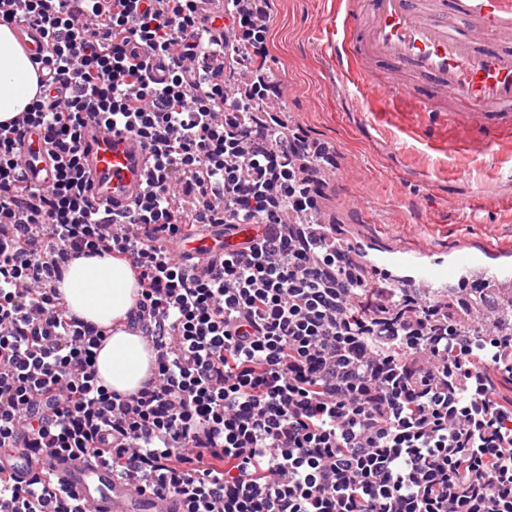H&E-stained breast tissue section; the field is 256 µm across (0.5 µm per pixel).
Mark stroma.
Masks as SVG:
<instances>
[{
	"instance_id": "35a3bbf8",
	"label": "stroma",
	"mask_w": 512,
	"mask_h": 512,
	"mask_svg": "<svg viewBox=\"0 0 512 512\" xmlns=\"http://www.w3.org/2000/svg\"><path fill=\"white\" fill-rule=\"evenodd\" d=\"M348 0H274L265 66L290 128L335 150L320 205L337 240L385 247L512 246V134L467 138L366 92L339 65Z\"/></svg>"
}]
</instances>
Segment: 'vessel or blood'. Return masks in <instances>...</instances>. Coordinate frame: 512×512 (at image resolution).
Masks as SVG:
<instances>
[{"instance_id": "b4317fda", "label": "vessel or blood", "mask_w": 512, "mask_h": 512, "mask_svg": "<svg viewBox=\"0 0 512 512\" xmlns=\"http://www.w3.org/2000/svg\"><path fill=\"white\" fill-rule=\"evenodd\" d=\"M366 20L348 32L347 42L362 64L386 61L393 66L383 91L402 92L411 103L440 125H463L485 133L496 126L512 133V0H366ZM468 104L465 112L439 106L445 96ZM83 170L97 207L120 215L142 193L149 172V152L135 136L107 131L89 123L83 129ZM19 161L29 180L45 185L54 172V157L39 130H26ZM250 224L236 227L234 236L220 224L200 228L190 239L174 240L179 258L205 263L211 255L251 237ZM369 264L393 281L419 282L429 288L442 280L477 273L512 283V247L466 249L365 247ZM34 470L29 456L0 455V471L27 480ZM57 480L93 512H176L172 499L141 495L117 478L110 466L90 459L55 461Z\"/></svg>"}]
</instances>
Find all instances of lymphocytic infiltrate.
I'll use <instances>...</instances> for the list:
<instances>
[{
    "label": "lymphocytic infiltrate",
    "instance_id": "f902f5d3",
    "mask_svg": "<svg viewBox=\"0 0 512 512\" xmlns=\"http://www.w3.org/2000/svg\"><path fill=\"white\" fill-rule=\"evenodd\" d=\"M266 0H0V24L39 29L40 90L0 124V512H91L49 459L93 457L183 512H512V335L471 336L472 296L424 300L367 278L312 223L329 148L253 100L284 91L254 65ZM150 57H143L141 46ZM134 134L151 171L127 214L96 208L87 123ZM56 160L48 186L19 164L26 127ZM200 224L261 234L201 270L164 236ZM126 257L128 326L155 368L121 395L96 378L105 330L64 309L71 260ZM0 470L11 474L18 481H26L34 471V463L27 455L16 454L10 457L0 455Z\"/></svg>",
    "mask_w": 512,
    "mask_h": 512
}]
</instances>
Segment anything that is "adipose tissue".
<instances>
[{
  "mask_svg": "<svg viewBox=\"0 0 512 512\" xmlns=\"http://www.w3.org/2000/svg\"><path fill=\"white\" fill-rule=\"evenodd\" d=\"M39 91V74L13 27L0 25V123L23 111ZM71 314L108 329L96 369L113 391L136 392L150 377L154 353L146 339L128 328L138 286L129 263L110 254L71 261L58 285Z\"/></svg>",
  "mask_w": 512,
  "mask_h": 512,
  "instance_id": "adipose-tissue-1",
  "label": "adipose tissue"
}]
</instances>
